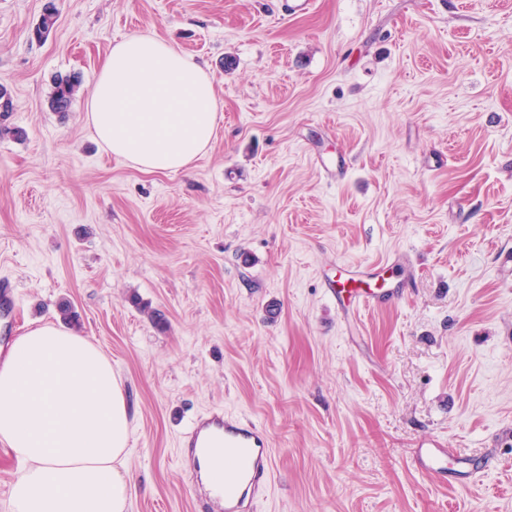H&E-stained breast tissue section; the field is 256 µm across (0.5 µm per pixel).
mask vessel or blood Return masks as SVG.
<instances>
[{"label":"vessel or blood","instance_id":"b4317fda","mask_svg":"<svg viewBox=\"0 0 512 512\" xmlns=\"http://www.w3.org/2000/svg\"><path fill=\"white\" fill-rule=\"evenodd\" d=\"M387 268L377 265L355 269L328 283L327 291L342 313L363 307H381L403 298L408 282H387ZM222 442L235 465L225 473L221 495L205 492L196 502L197 512H210L211 503L223 498L224 512H255L258 496L274 479L272 450L266 431L252 421L213 411L197 416L181 440V455L188 470H200L205 450ZM414 463L439 478L468 479L476 471L468 453L449 455L440 442L422 441L414 451Z\"/></svg>","mask_w":512,"mask_h":512}]
</instances>
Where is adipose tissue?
<instances>
[{
    "instance_id": "obj_1",
    "label": "adipose tissue",
    "mask_w": 512,
    "mask_h": 512,
    "mask_svg": "<svg viewBox=\"0 0 512 512\" xmlns=\"http://www.w3.org/2000/svg\"><path fill=\"white\" fill-rule=\"evenodd\" d=\"M87 118L112 156L148 172L189 168L218 122L212 82L151 36L114 42ZM134 419L109 357L72 329L43 323L0 358V444L20 469L9 512H129Z\"/></svg>"
}]
</instances>
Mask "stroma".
<instances>
[{
  "label": "stroma",
  "instance_id": "stroma-1",
  "mask_svg": "<svg viewBox=\"0 0 512 512\" xmlns=\"http://www.w3.org/2000/svg\"><path fill=\"white\" fill-rule=\"evenodd\" d=\"M282 3L0 0V355L71 302L134 417L129 512H195L179 440L213 409L268 432L256 512H512V0ZM143 34L214 86L186 171L113 157L87 120L113 42ZM58 74L81 79L66 112ZM401 254L402 301L337 312L328 280ZM431 437L488 474L418 472Z\"/></svg>",
  "mask_w": 512,
  "mask_h": 512
}]
</instances>
